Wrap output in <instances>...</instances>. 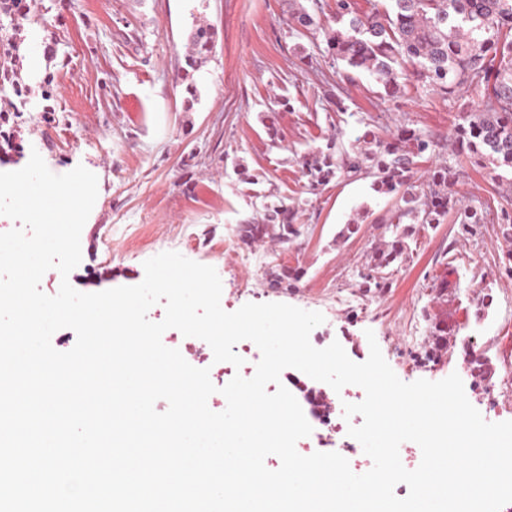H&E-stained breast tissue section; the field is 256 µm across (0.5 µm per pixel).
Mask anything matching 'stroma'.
Returning a JSON list of instances; mask_svg holds the SVG:
<instances>
[{
  "instance_id": "stroma-1",
  "label": "stroma",
  "mask_w": 512,
  "mask_h": 512,
  "mask_svg": "<svg viewBox=\"0 0 512 512\" xmlns=\"http://www.w3.org/2000/svg\"><path fill=\"white\" fill-rule=\"evenodd\" d=\"M30 18L10 29L0 13V61L28 67L23 51L32 30L50 25L49 62L24 78L31 102L0 114V172L23 168L39 153L56 174L84 166L98 179V197L82 229L81 263L68 277L47 271L40 289L56 294L62 280L82 293L142 282L144 262L175 251L212 266L222 282L221 301L233 312L247 303H286L324 315L317 328L339 342L356 363L368 359L370 341L406 383L458 374L469 402L489 422L498 412L471 384L468 340L476 338L490 378L502 382L503 328H512V243L502 236L499 213L512 214V187L488 170L464 164L458 190L487 202L493 221L467 235L453 219L420 227L408 239L406 258L386 271L384 291H365L358 278L381 240L395 200L361 177L339 178L307 196L297 156L325 146L334 128L344 144L366 131L388 138L399 122L447 138L458 110L448 100L406 84L381 100L367 75L346 86V109L331 111L327 84H340L341 65L324 52L322 30L302 34L290 13L311 0H27ZM215 27L211 52L194 71L199 96L185 103L183 67L194 24ZM289 109H282L281 100ZM278 115L280 148L268 146L264 113ZM245 164L257 181L245 184ZM312 204L297 219L298 237L279 245V264L303 270L292 288H276L267 264L244 271L227 249L247 255L237 228L271 203ZM359 230L338 233L351 220ZM202 242L185 247L184 239ZM328 291L351 297L354 313L330 308ZM486 295L483 309L475 293ZM455 330L446 350L432 352L434 326Z\"/></svg>"
}]
</instances>
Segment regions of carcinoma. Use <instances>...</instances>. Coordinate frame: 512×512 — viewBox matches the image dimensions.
<instances>
[{
	"mask_svg": "<svg viewBox=\"0 0 512 512\" xmlns=\"http://www.w3.org/2000/svg\"><path fill=\"white\" fill-rule=\"evenodd\" d=\"M384 12L362 13L355 0H336L333 23L324 27L325 51L343 65V80L366 74L380 88L381 99L394 98L404 83L412 80L423 92H435L458 105L461 122L453 130V153L464 154L474 167L492 172L512 169V0H389ZM292 29H311L314 15L300 6L291 13ZM217 32L198 23L190 33L191 54L186 66L197 69L211 50ZM11 87L18 98L0 100L14 109L29 102L28 90L17 71L0 68V91ZM269 146L280 147L275 113L263 118ZM338 129L323 147L301 157L302 174L315 191L330 184L337 175L373 178L378 194L397 200L392 237L378 249L361 286L388 287L382 271L406 255V239L412 227L400 228L403 220L435 227L448 214L470 233L473 225L484 224L490 208L479 200L464 201L455 186L460 170L456 163L438 164L421 182L412 180L414 159L435 155L444 149L432 134L402 127L389 141H368L346 149ZM306 201L293 206L267 205L261 217L242 225L246 241L270 238L286 243L299 235L294 221ZM302 272L276 265L268 269V280L288 287Z\"/></svg>",
	"mask_w": 512,
	"mask_h": 512,
	"instance_id": "cac0c4a2",
	"label": "carcinoma"
}]
</instances>
